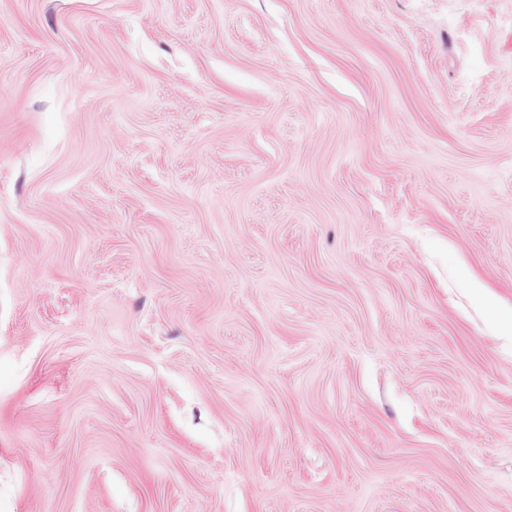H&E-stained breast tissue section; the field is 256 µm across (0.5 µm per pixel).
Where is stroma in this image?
I'll use <instances>...</instances> for the list:
<instances>
[{
    "label": "stroma",
    "mask_w": 512,
    "mask_h": 512,
    "mask_svg": "<svg viewBox=\"0 0 512 512\" xmlns=\"http://www.w3.org/2000/svg\"><path fill=\"white\" fill-rule=\"evenodd\" d=\"M512 0H0V512H512Z\"/></svg>",
    "instance_id": "35a3bbf8"
}]
</instances>
